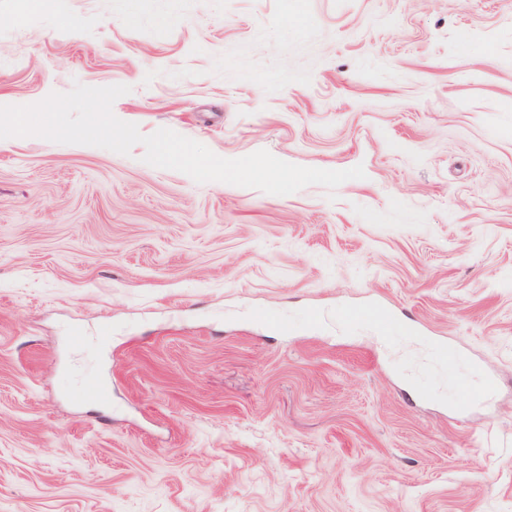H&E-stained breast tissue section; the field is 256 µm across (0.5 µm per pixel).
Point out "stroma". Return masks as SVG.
<instances>
[{"instance_id":"35a3bbf8","label":"stroma","mask_w":512,"mask_h":512,"mask_svg":"<svg viewBox=\"0 0 512 512\" xmlns=\"http://www.w3.org/2000/svg\"><path fill=\"white\" fill-rule=\"evenodd\" d=\"M77 82L366 176L0 139V512H512V0H0V105Z\"/></svg>"}]
</instances>
